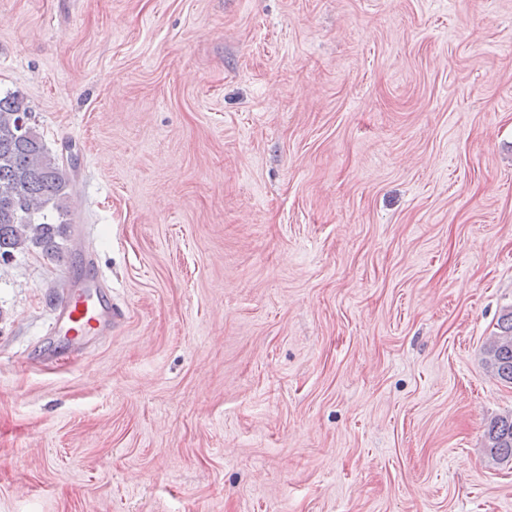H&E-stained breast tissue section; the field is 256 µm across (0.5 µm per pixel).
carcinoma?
Masks as SVG:
<instances>
[{"mask_svg":"<svg viewBox=\"0 0 512 512\" xmlns=\"http://www.w3.org/2000/svg\"><path fill=\"white\" fill-rule=\"evenodd\" d=\"M32 116L25 99L0 97V258L30 246L52 254L60 226L48 212H65L67 179L57 158L46 147L35 124L19 131L18 122ZM500 334L484 350V363L499 380L512 384V305L501 314ZM488 458L512 461V414L495 419L484 434Z\"/></svg>","mask_w":512,"mask_h":512,"instance_id":"obj_1","label":"carcinoma"}]
</instances>
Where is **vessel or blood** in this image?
<instances>
[{"label":"vessel or blood","instance_id":"obj_1","mask_svg":"<svg viewBox=\"0 0 512 512\" xmlns=\"http://www.w3.org/2000/svg\"><path fill=\"white\" fill-rule=\"evenodd\" d=\"M102 275H87L80 281L79 294L64 295L59 304L57 316L67 329L74 333L91 335L104 324L120 327L125 318L121 306L112 303L111 292L103 288Z\"/></svg>","mask_w":512,"mask_h":512}]
</instances>
